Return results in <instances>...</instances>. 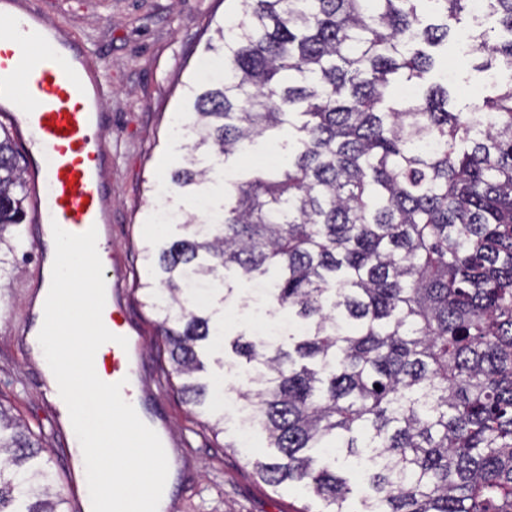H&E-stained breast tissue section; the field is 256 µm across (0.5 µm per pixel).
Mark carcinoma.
<instances>
[{"label": "carcinoma", "mask_w": 512, "mask_h": 512, "mask_svg": "<svg viewBox=\"0 0 512 512\" xmlns=\"http://www.w3.org/2000/svg\"><path fill=\"white\" fill-rule=\"evenodd\" d=\"M238 2L169 184L194 202L256 139L276 149L287 126L291 143L288 165L225 182L214 218L173 204L186 234L143 248L185 403L209 413L198 350L223 336L211 304L233 271L287 315L288 342L232 343L256 386L239 398L278 452L254 462L265 483L326 512H348L354 481L360 512H512V0H484L508 37H474L499 79L469 112L436 51L472 0ZM25 200L3 129L0 268ZM43 452L0 407V512H67Z\"/></svg>", "instance_id": "carcinoma-1"}]
</instances>
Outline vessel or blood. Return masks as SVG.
<instances>
[{"instance_id":"1","label":"vessel or blood","mask_w":512,"mask_h":512,"mask_svg":"<svg viewBox=\"0 0 512 512\" xmlns=\"http://www.w3.org/2000/svg\"><path fill=\"white\" fill-rule=\"evenodd\" d=\"M111 92L87 42L62 37L46 20L39 0H0V124L12 129L29 158L43 274L53 266V226L74 234L96 228L98 251L110 247L102 143L112 127L104 109ZM103 277L111 283L117 316L111 331L128 339L127 347L111 348L112 379L123 382L122 396L141 420L166 437L137 378L140 342L119 318L123 279L108 269Z\"/></svg>"}]
</instances>
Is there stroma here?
Returning a JSON list of instances; mask_svg holds the SVG:
<instances>
[{
    "label": "stroma",
    "mask_w": 512,
    "mask_h": 512,
    "mask_svg": "<svg viewBox=\"0 0 512 512\" xmlns=\"http://www.w3.org/2000/svg\"><path fill=\"white\" fill-rule=\"evenodd\" d=\"M46 17L87 39L112 86L106 102L112 114L107 145L112 150V270L126 274L123 304L130 324L143 337L141 374L146 392L155 394L160 414L186 461L177 475L170 512H322L315 496L291 486L273 487L254 469L275 454L265 433L244 428L236 411L237 390H248L240 360L232 350L206 357L207 380L224 388V431L213 434L185 404L173 376L166 346L157 336L155 316L139 287L146 275L142 248L150 237L154 208L165 205L159 160L182 141L174 119L185 114L188 88L212 58L218 23L232 20L236 0H42ZM458 79L456 108L467 111L483 88L480 57L448 54ZM17 236L25 245L15 256L10 278L0 288V403L42 435L56 473L57 487L72 497L78 478L64 452L66 433L60 413L42 386L40 370L16 335L39 285L40 256L30 243L28 225Z\"/></svg>",
    "instance_id": "obj_1"
}]
</instances>
